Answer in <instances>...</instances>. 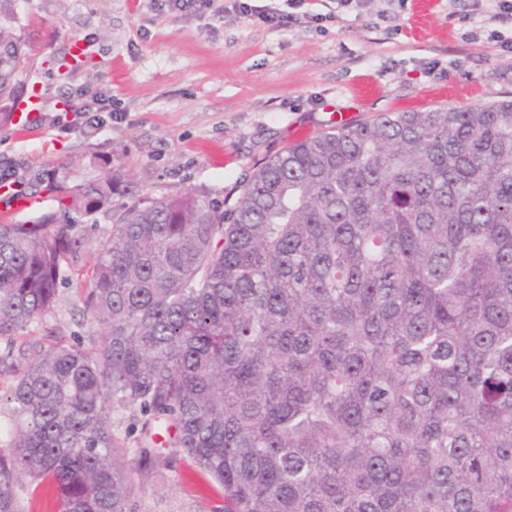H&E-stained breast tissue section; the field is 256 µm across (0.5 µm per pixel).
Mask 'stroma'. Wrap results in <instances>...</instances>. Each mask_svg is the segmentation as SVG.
Returning a JSON list of instances; mask_svg holds the SVG:
<instances>
[{"label": "stroma", "instance_id": "obj_1", "mask_svg": "<svg viewBox=\"0 0 512 512\" xmlns=\"http://www.w3.org/2000/svg\"><path fill=\"white\" fill-rule=\"evenodd\" d=\"M0 30L18 39L14 90L43 85L45 102L22 138L14 100L0 98V161L24 183L53 173L74 186L122 173L139 192L238 197L261 165L331 129L337 113L361 122L512 98V53L475 0H362L332 21L269 24L233 0L203 14L153 0H0ZM91 57L58 65L74 42ZM93 87L112 116L59 136L50 127L71 94ZM221 498L190 466L156 477L138 512H214Z\"/></svg>", "mask_w": 512, "mask_h": 512}]
</instances>
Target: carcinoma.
<instances>
[{
    "label": "carcinoma",
    "instance_id": "obj_1",
    "mask_svg": "<svg viewBox=\"0 0 512 512\" xmlns=\"http://www.w3.org/2000/svg\"><path fill=\"white\" fill-rule=\"evenodd\" d=\"M20 64L0 31L1 93ZM40 182L0 224V512L22 476L137 512L186 463L219 512H512V100L340 125L230 206ZM63 286L87 334L25 339ZM42 196H47L48 197V202L45 204V206L43 207L44 203H45V198L44 197H28V196H24V195H18V196H14L13 199L11 200V204L6 207L5 210L2 211V199L0 197V212L2 211V222H8L10 221V217L12 214L14 213H20V212H23V211H29V212H34V211H38V212H35V213H31V214H19V215H16V217L14 218V221L16 222H26V221H29V220H33V218L35 216H37L39 214L40 209L42 211H53V210H57L58 208V203L56 201H54L55 199V196L52 195V194H48L46 192H43L41 194ZM5 204V203H3Z\"/></svg>",
    "mask_w": 512,
    "mask_h": 512
}]
</instances>
